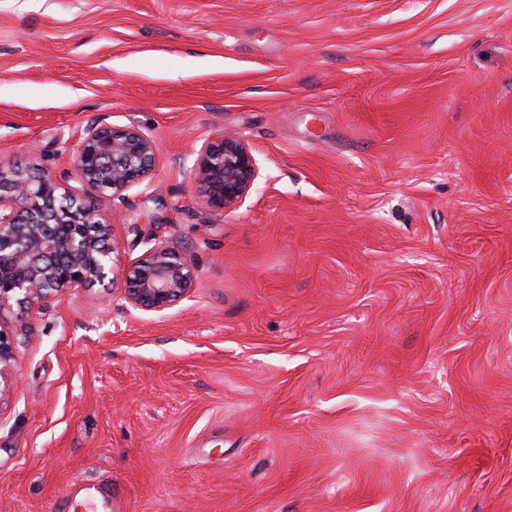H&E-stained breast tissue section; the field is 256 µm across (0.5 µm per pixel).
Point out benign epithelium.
Masks as SVG:
<instances>
[{
	"label": "benign epithelium",
	"instance_id": "benign-epithelium-1",
	"mask_svg": "<svg viewBox=\"0 0 512 512\" xmlns=\"http://www.w3.org/2000/svg\"><path fill=\"white\" fill-rule=\"evenodd\" d=\"M73 160L84 191L120 197L149 179L155 143L134 126H90ZM191 171L203 202L222 211L246 197L259 167L250 146L225 133L200 149ZM116 254L111 225L80 196L61 190L40 168L0 165V401L17 356L13 334L4 325L5 310L42 311L72 288L118 279L134 307L163 312L192 285V265L165 242L119 268Z\"/></svg>",
	"mask_w": 512,
	"mask_h": 512
}]
</instances>
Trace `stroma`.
<instances>
[{"label":"stroma","instance_id":"35a3bbf8","mask_svg":"<svg viewBox=\"0 0 512 512\" xmlns=\"http://www.w3.org/2000/svg\"><path fill=\"white\" fill-rule=\"evenodd\" d=\"M91 124L155 142L89 199L119 262L195 279L7 313L0 512H512V0H0V164L77 187ZM225 131L259 174L216 212ZM191 171L203 202L224 211L246 197L259 167L250 146L225 133L200 149Z\"/></svg>","mask_w":512,"mask_h":512}]
</instances>
